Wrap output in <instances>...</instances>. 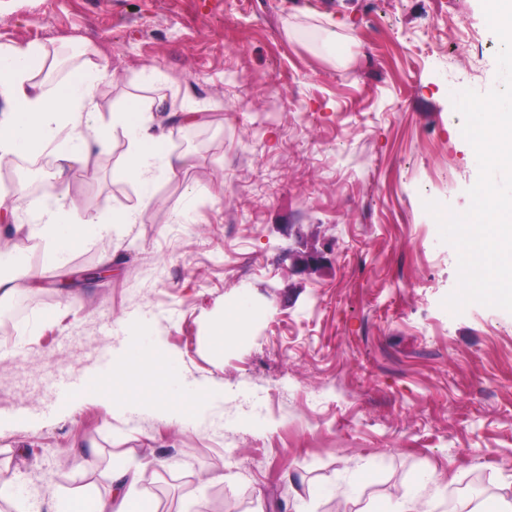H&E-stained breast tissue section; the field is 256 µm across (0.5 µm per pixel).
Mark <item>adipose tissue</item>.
<instances>
[{
    "label": "adipose tissue",
    "mask_w": 512,
    "mask_h": 512,
    "mask_svg": "<svg viewBox=\"0 0 512 512\" xmlns=\"http://www.w3.org/2000/svg\"><path fill=\"white\" fill-rule=\"evenodd\" d=\"M81 61L71 75L52 81L47 68L49 53L40 44L17 48L0 44V162L21 156L48 153L55 162L52 183L45 188L42 204L33 209L25 196L13 197L7 211L11 216L28 214L27 223L12 224L14 235L43 240L47 248L41 268H33L15 250H0V300L27 294L49 267L62 266L92 231L109 233L111 225L133 224L138 211L118 209L108 219L81 215L71 196V185L97 156L111 152L112 133L122 128L129 149L123 162L113 168L112 178L138 186L143 199H150L156 181L175 176L184 158L169 147L172 125L191 126L199 112L191 105L169 113L157 121L158 104L151 99L133 101L123 111L104 118L98 112L94 91L103 68L92 54L80 51ZM148 364L135 357L111 363L99 381L79 392L82 400L111 396L113 402L135 400L140 406L156 409L168 421L183 422L185 410L206 399L207 390H198L193 399L173 405L174 360L160 349L148 352ZM106 493L64 495L54 504V512H152V499L138 485L141 473L119 469L109 477Z\"/></svg>",
    "instance_id": "adipose-tissue-1"
}]
</instances>
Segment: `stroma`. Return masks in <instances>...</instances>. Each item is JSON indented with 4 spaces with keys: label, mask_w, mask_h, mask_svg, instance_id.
Wrapping results in <instances>:
<instances>
[{
    "label": "stroma",
    "mask_w": 512,
    "mask_h": 512,
    "mask_svg": "<svg viewBox=\"0 0 512 512\" xmlns=\"http://www.w3.org/2000/svg\"><path fill=\"white\" fill-rule=\"evenodd\" d=\"M0 43L95 48L103 115L160 96L202 116L174 128L185 163L147 201L112 179L128 149L115 132L73 191L83 212L138 208L140 223L89 236L41 288L0 301L19 343L0 356V467L21 476L0 512H51L152 457L171 463L142 482L160 512L512 499V312L445 307L457 252L424 208L465 212L478 177L452 96L502 85L482 0H0ZM106 252L110 277L56 289ZM238 305L251 317L214 356L209 326ZM144 330L180 389L219 399L185 426L132 401L54 411L59 381ZM213 468L223 483L201 481Z\"/></svg>",
    "instance_id": "obj_1"
}]
</instances>
